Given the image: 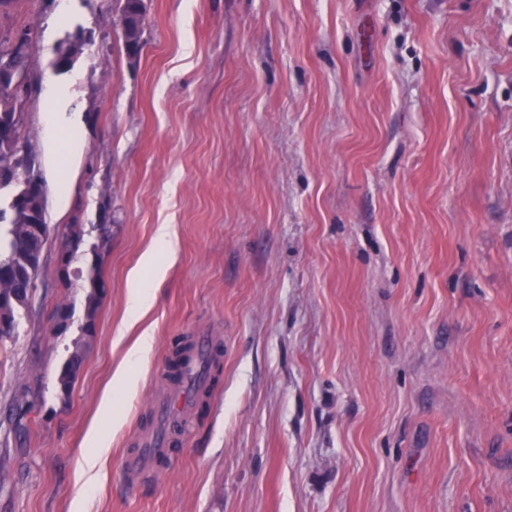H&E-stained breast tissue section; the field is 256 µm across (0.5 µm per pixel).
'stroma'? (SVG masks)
<instances>
[{
    "label": "stroma",
    "mask_w": 512,
    "mask_h": 512,
    "mask_svg": "<svg viewBox=\"0 0 512 512\" xmlns=\"http://www.w3.org/2000/svg\"><path fill=\"white\" fill-rule=\"evenodd\" d=\"M145 5L136 59L112 0L0 7L1 41L35 33L26 125L54 229L0 343V512H512V0ZM72 224L110 227L85 237L106 290L89 340L86 292L60 275ZM159 224L178 251L128 400L112 392L140 330L122 329L127 279ZM199 331L226 346L211 396L163 470L128 484L122 451L154 422L174 341ZM108 393L122 420L89 486ZM90 41L89 36H85L79 31L72 35L57 48L53 66L59 73H65L73 66L77 56L82 53L83 46ZM84 360L85 355L81 349H76L67 357L58 378L60 390L63 393H68L70 391L76 377L82 368ZM88 444L90 448L84 452L82 468L86 474L93 476L103 457L109 452L110 434L101 428L93 429L89 434Z\"/></svg>",
    "instance_id": "1"
}]
</instances>
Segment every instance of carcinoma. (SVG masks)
<instances>
[{"mask_svg": "<svg viewBox=\"0 0 512 512\" xmlns=\"http://www.w3.org/2000/svg\"><path fill=\"white\" fill-rule=\"evenodd\" d=\"M117 12L125 19L122 38L126 54L139 56L143 44L144 0H113ZM90 37L79 31L57 48L53 66L59 73H65L73 66L77 56ZM31 88L29 49L13 43L0 42V123L13 126V136L0 139V191L9 190L14 196L24 190V183H33V188L24 203L9 205V200H0V268L10 276L0 278V296L8 295L7 305L0 308V318L10 319L7 329L0 328V341L14 336L19 327L17 319L20 310L27 309L34 297L35 289L28 288L37 281L41 270V258L51 235L47 220L44 187L40 183L42 174L36 153L24 132L25 105ZM84 231L81 225L73 224L62 242L60 259L66 269L62 279H68L70 265L83 249ZM84 283L86 290V321L82 331L92 337L94 316L104 297V280L101 274L96 249H91ZM73 316V307L67 303L56 305L53 318L57 330H64ZM85 360L82 350L70 353L64 362L58 382L64 393L70 391Z\"/></svg>", "mask_w": 512, "mask_h": 512, "instance_id": "1", "label": "carcinoma"}]
</instances>
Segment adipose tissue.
<instances>
[{
    "instance_id": "obj_1",
    "label": "adipose tissue",
    "mask_w": 512,
    "mask_h": 512,
    "mask_svg": "<svg viewBox=\"0 0 512 512\" xmlns=\"http://www.w3.org/2000/svg\"><path fill=\"white\" fill-rule=\"evenodd\" d=\"M175 231L173 225L160 224L155 229V247L148 250L142 257V268L133 272L127 285V323L134 326L140 323L146 312L154 302V295L151 291L153 283L161 281L167 267L158 257L159 251L174 253ZM154 349V338L150 332H142L136 342L129 349L124 365L119 367L113 377L112 385L126 393H135L138 387V380L132 374L131 369L135 366L145 365Z\"/></svg>"
}]
</instances>
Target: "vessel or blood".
I'll return each mask as SVG.
<instances>
[{"label": "vessel or blood", "instance_id": "b4317fda", "mask_svg": "<svg viewBox=\"0 0 512 512\" xmlns=\"http://www.w3.org/2000/svg\"><path fill=\"white\" fill-rule=\"evenodd\" d=\"M212 348L211 336L203 333L193 336L188 352L189 361L182 379L169 385L156 400L153 427L135 438L133 451L125 457L124 471L129 481H137L142 473L155 467L159 459L168 455L171 444L168 431L171 422L179 417L183 407L192 404L195 394L208 385Z\"/></svg>", "mask_w": 512, "mask_h": 512}]
</instances>
